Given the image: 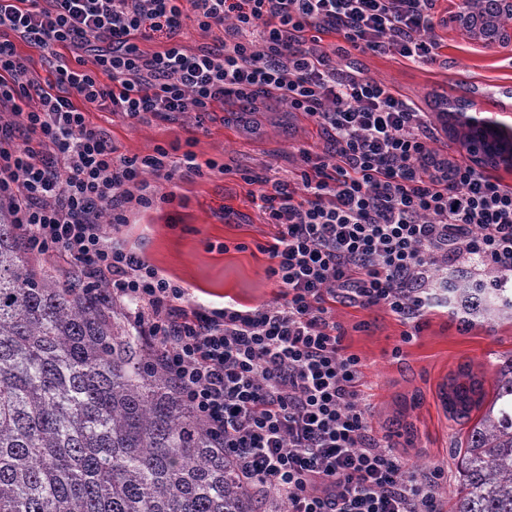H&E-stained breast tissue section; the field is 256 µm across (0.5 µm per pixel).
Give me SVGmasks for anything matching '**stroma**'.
I'll list each match as a JSON object with an SVG mask.
<instances>
[{
    "label": "stroma",
    "instance_id": "35a3bbf8",
    "mask_svg": "<svg viewBox=\"0 0 512 512\" xmlns=\"http://www.w3.org/2000/svg\"><path fill=\"white\" fill-rule=\"evenodd\" d=\"M436 33L446 65L370 53L352 54L350 62L422 110L433 108L440 97H464L476 111L492 113L490 87L512 86V56L486 51L445 25ZM86 117L120 155L142 156L175 145L194 152L203 165L201 172L170 182L148 176L156 202L148 209H128L119 232L126 246L188 288L191 303L220 307L232 298L255 306L276 297L279 287L267 274L265 252L276 228L252 201L258 184L246 178L294 170L304 149L323 153L327 138L310 117L274 100L255 112L217 104L208 114L185 112L171 120L130 119L93 108ZM209 160L216 169L206 168ZM331 317L345 332L348 352L363 364L361 390L370 406L373 435H397L396 453L416 473L447 468L448 482L439 496L448 501L458 484L459 427L442 406L441 388L467 363L485 391H492L497 359L512 355V323L479 322L464 334L448 314L434 312L418 336L405 343L404 324L386 308L336 303Z\"/></svg>",
    "mask_w": 512,
    "mask_h": 512
}]
</instances>
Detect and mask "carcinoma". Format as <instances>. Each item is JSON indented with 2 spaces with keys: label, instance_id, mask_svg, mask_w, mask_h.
Instances as JSON below:
<instances>
[{
  "label": "carcinoma",
  "instance_id": "carcinoma-1",
  "mask_svg": "<svg viewBox=\"0 0 512 512\" xmlns=\"http://www.w3.org/2000/svg\"><path fill=\"white\" fill-rule=\"evenodd\" d=\"M472 17L506 29L512 14ZM471 321H512V289L449 275ZM468 427L450 512H512V355L494 393L463 367L442 393ZM478 415H473V412ZM0 512H256L251 485L132 327L130 307L79 290L26 251L0 204Z\"/></svg>",
  "mask_w": 512,
  "mask_h": 512
}]
</instances>
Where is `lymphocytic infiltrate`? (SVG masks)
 Here are the masks:
<instances>
[{
    "instance_id": "lymphocytic-infiltrate-1",
    "label": "lymphocytic infiltrate",
    "mask_w": 512,
    "mask_h": 512,
    "mask_svg": "<svg viewBox=\"0 0 512 512\" xmlns=\"http://www.w3.org/2000/svg\"><path fill=\"white\" fill-rule=\"evenodd\" d=\"M437 0H0V201L28 250L68 262L82 285L134 308L141 335L192 411L257 493L287 512H442L446 475L421 476L372 434L357 355L329 315L340 300L384 307L412 341L438 305L434 272L459 264L476 282L512 288V187L466 162L437 159L426 112L352 65L346 50L441 61ZM222 32L188 52L186 21ZM339 44L327 47L324 35ZM27 43L93 49V65L57 64L44 89ZM276 99L329 135L301 151L291 178L261 179L259 208L276 233L257 306H189V292L112 241L100 222L151 208L144 173L199 171L193 152L115 155L85 106L131 119L206 113Z\"/></svg>"
}]
</instances>
